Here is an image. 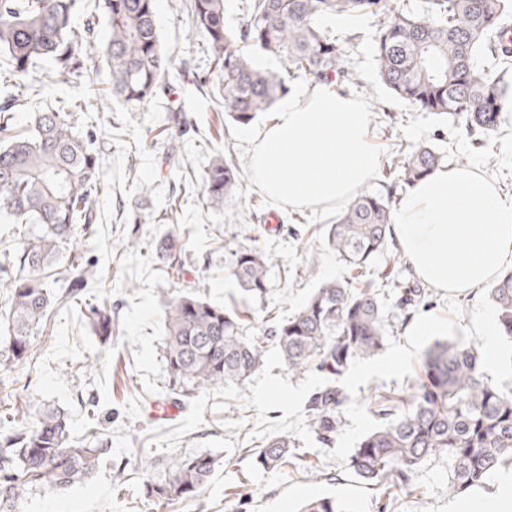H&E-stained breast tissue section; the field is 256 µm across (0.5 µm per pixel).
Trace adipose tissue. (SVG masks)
<instances>
[{"label": "adipose tissue", "instance_id": "obj_1", "mask_svg": "<svg viewBox=\"0 0 512 512\" xmlns=\"http://www.w3.org/2000/svg\"><path fill=\"white\" fill-rule=\"evenodd\" d=\"M252 139L250 176L283 206L345 202L380 163L366 102L326 85L303 86L281 99L274 120ZM392 233L415 273L434 288H478L512 262V200L476 168L444 167L400 198Z\"/></svg>", "mask_w": 512, "mask_h": 512}]
</instances>
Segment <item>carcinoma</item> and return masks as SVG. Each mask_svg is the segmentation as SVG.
<instances>
[{
  "instance_id": "carcinoma-1",
  "label": "carcinoma",
  "mask_w": 512,
  "mask_h": 512,
  "mask_svg": "<svg viewBox=\"0 0 512 512\" xmlns=\"http://www.w3.org/2000/svg\"><path fill=\"white\" fill-rule=\"evenodd\" d=\"M77 0H0V217L21 226V243L4 250L13 277L4 301L0 334L12 358L28 356L34 336L56 305L79 300L81 276L53 293L48 270L67 260L79 267L82 256L71 248L76 228L94 224L101 191L100 154L93 133L76 114L80 103L48 105L17 128V112L39 97L31 71L49 64L54 83H75L90 64L103 58L112 77V96L131 111L150 102L168 73L155 0H103L107 36L99 41L97 23L74 25ZM224 0H190L199 33V50L211 62L207 92L219 110L246 125L269 111L305 76L330 85L336 77L354 78L350 45L336 40L327 22L375 19L373 42L377 77L394 98L419 112L465 119L470 134L484 137L499 130L503 106L512 97V49L505 43L512 0H430L424 17L394 5V0H248L246 20L231 28ZM279 59L277 70L256 66L254 53ZM443 153L422 142L398 150L386 168V193L359 191L327 227V243L341 261L365 272L391 238L392 194L442 166ZM239 175L232 162H214L202 176L203 200L221 205L233 195ZM166 267L183 266L184 242L167 235L160 247ZM240 290L266 293L269 266L264 253L249 245L231 250L228 266ZM425 297L417 286L401 285L395 319L405 323ZM500 335L512 340V272L491 289ZM89 325L104 340L112 336V310L88 304ZM249 313L237 306L217 307L193 292L167 302L165 360L173 384L186 398L228 383L243 384L262 364L266 343L274 341L296 374L318 372L327 384L307 403L309 425L324 446L335 443L338 409L344 402L339 380L360 359L383 350L388 316L372 286L352 288L328 281L288 320L260 336H245ZM478 351L455 339L437 341L423 354L411 395L384 390L376 395L381 423L353 449L356 479L386 493L413 488L420 464L446 456L452 473L448 492L482 486L502 465L512 464V392L486 380ZM104 449L76 444L71 422L58 408L44 407L26 426L0 429V499L22 497L30 488L55 495L96 469ZM306 456L296 439L276 436L253 452L264 470L294 466ZM218 464L200 452L159 468L144 482L148 496L164 505L196 500ZM300 512H347L334 496L314 497Z\"/></svg>"
}]
</instances>
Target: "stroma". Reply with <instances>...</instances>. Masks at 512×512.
<instances>
[{"mask_svg": "<svg viewBox=\"0 0 512 512\" xmlns=\"http://www.w3.org/2000/svg\"><path fill=\"white\" fill-rule=\"evenodd\" d=\"M163 47L171 59L166 81L183 99V125L168 119L169 97L158 94L130 111L113 99L105 65L92 66L85 83L51 84L43 72V100L82 96L86 85L100 90L82 115L94 127L103 158V185L96 201L92 232L78 236L83 267L68 262L52 272L59 282L85 277L98 304L112 310V337L101 340L86 326L77 306L54 309L43 332L32 338L31 355L8 359L0 345V419L12 425L29 421L47 406L61 408L76 440L102 442L105 452L95 473L49 496L33 489L0 512H173L142 491L145 470H133L131 449L142 461L167 464L174 456L209 452L220 464L205 493L181 512H297L311 498L333 495L348 512H448L450 464L446 457L424 460L413 493L385 497L360 484L351 455L375 428L374 394L407 391L420 371L423 352L451 338L484 348V327L495 318L489 288L445 293L426 288L424 304L405 325H393L383 351L357 361L342 378L345 401L334 447L319 443L305 408L324 380L314 372L296 374L268 344L264 363L245 384H228L182 399L169 389L164 354L165 297L194 291L213 304L241 300L227 269L228 252L238 244L264 251L270 260L268 291L250 300L249 333L269 328L307 302L321 284L347 281L349 272L324 241V226L337 209L282 207L251 179L247 126L229 121L199 89L211 68L200 53L192 28L189 0H156ZM338 37L351 43L352 82L343 91L363 99L372 114L375 147L382 163L393 148L410 150L435 143L449 165L479 169L497 190L512 198V112L483 146L473 144L460 118L418 112L391 97L378 82L373 20L336 18ZM234 161L241 181L223 206L205 205L202 175L215 160ZM188 232L183 267L169 272L159 248L171 231ZM165 400L176 409L168 420L151 416V405ZM296 438L308 464L280 470L254 468L250 452L277 435Z\"/></svg>", "mask_w": 512, "mask_h": 512, "instance_id": "obj_1", "label": "stroma"}]
</instances>
